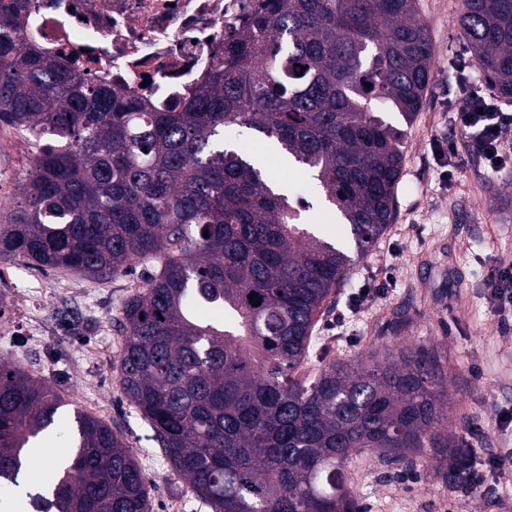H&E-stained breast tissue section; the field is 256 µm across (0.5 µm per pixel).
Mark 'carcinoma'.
<instances>
[{
	"instance_id": "cac0c4a2",
	"label": "carcinoma",
	"mask_w": 512,
	"mask_h": 512,
	"mask_svg": "<svg viewBox=\"0 0 512 512\" xmlns=\"http://www.w3.org/2000/svg\"><path fill=\"white\" fill-rule=\"evenodd\" d=\"M465 5L458 36L511 98L512 0ZM21 17V0H0V126L35 148L0 260L98 279L150 266L120 309L119 382L197 498L213 512H361L356 451L391 471L469 455L448 434L438 346L404 340L302 373L321 309L394 220L404 130L386 114L414 121L435 58L418 0H261L178 112L21 46ZM240 129L314 180L343 238L228 144ZM63 406L0 361V486L19 485ZM32 484L29 512H152L130 449L79 411L71 455Z\"/></svg>"
}]
</instances>
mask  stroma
<instances>
[{"label":"stroma","instance_id":"1","mask_svg":"<svg viewBox=\"0 0 512 512\" xmlns=\"http://www.w3.org/2000/svg\"><path fill=\"white\" fill-rule=\"evenodd\" d=\"M439 59L420 111L405 128L404 166L396 193V219L367 255L356 260L315 330L327 360L357 362L370 349L394 347L397 336L438 345L448 354L452 388L448 428L473 455L512 448V325L501 326L488 296L499 269L512 266V163L488 170L463 132L448 121L461 103L460 64L481 82L475 58L457 35L464 0H419ZM453 143L459 167L443 180L436 142ZM284 181L289 195L310 201V217L331 236L343 234L331 212L296 170L253 143ZM446 246L448 276L423 285L424 256ZM140 274L105 281L66 270H41L0 261V359L47 381L69 412L57 422L65 435L72 411L106 422L120 434L151 489L153 512H212L160 456L148 422L124 398L117 365L123 335L116 320ZM370 299L358 312L350 304L360 289ZM354 489L363 512H512V484L496 493L460 490L443 483L437 455L419 457L414 469L385 474L372 453L353 457Z\"/></svg>","mask_w":512,"mask_h":512}]
</instances>
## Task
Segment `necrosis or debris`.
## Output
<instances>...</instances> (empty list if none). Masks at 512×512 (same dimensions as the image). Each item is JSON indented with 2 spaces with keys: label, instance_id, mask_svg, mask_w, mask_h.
Here are the masks:
<instances>
[{
  "label": "necrosis or debris",
  "instance_id": "obj_1",
  "mask_svg": "<svg viewBox=\"0 0 512 512\" xmlns=\"http://www.w3.org/2000/svg\"><path fill=\"white\" fill-rule=\"evenodd\" d=\"M257 0H25L19 40L103 86L179 110Z\"/></svg>",
  "mask_w": 512,
  "mask_h": 512
}]
</instances>
